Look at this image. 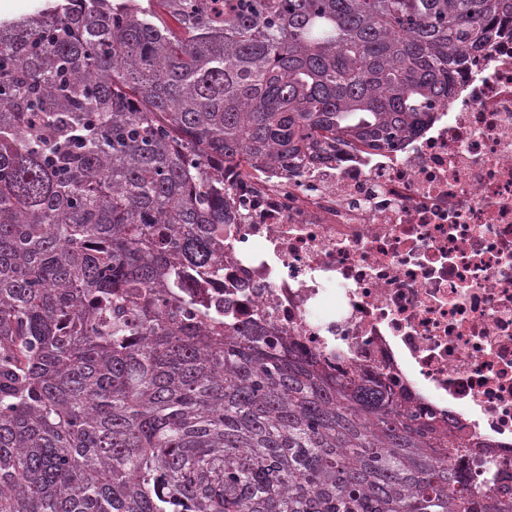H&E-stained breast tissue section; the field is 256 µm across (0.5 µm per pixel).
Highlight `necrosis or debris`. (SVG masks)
<instances>
[{"label": "necrosis or debris", "mask_w": 512, "mask_h": 512, "mask_svg": "<svg viewBox=\"0 0 512 512\" xmlns=\"http://www.w3.org/2000/svg\"><path fill=\"white\" fill-rule=\"evenodd\" d=\"M240 221L205 296L358 375L378 374L512 462V30L395 149L227 173Z\"/></svg>", "instance_id": "1"}]
</instances>
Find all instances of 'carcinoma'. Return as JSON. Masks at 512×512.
I'll return each mask as SVG.
<instances>
[{
	"label": "carcinoma",
	"instance_id": "obj_1",
	"mask_svg": "<svg viewBox=\"0 0 512 512\" xmlns=\"http://www.w3.org/2000/svg\"><path fill=\"white\" fill-rule=\"evenodd\" d=\"M512 0H41L0 20V512H512L379 376L190 292L224 175L394 148Z\"/></svg>",
	"mask_w": 512,
	"mask_h": 512
}]
</instances>
